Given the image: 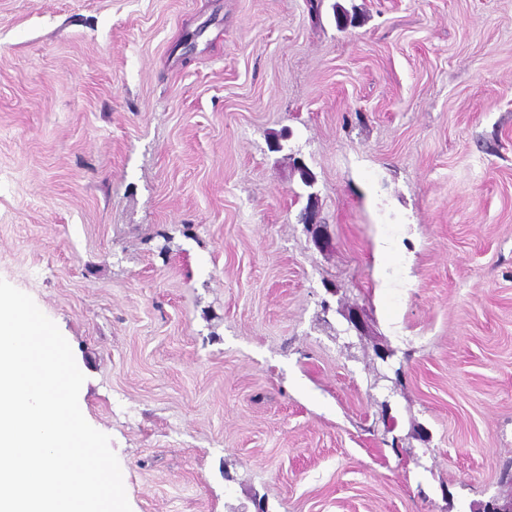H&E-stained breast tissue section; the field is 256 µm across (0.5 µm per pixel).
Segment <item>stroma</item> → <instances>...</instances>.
I'll return each mask as SVG.
<instances>
[{"label": "stroma", "mask_w": 512, "mask_h": 512, "mask_svg": "<svg viewBox=\"0 0 512 512\" xmlns=\"http://www.w3.org/2000/svg\"><path fill=\"white\" fill-rule=\"evenodd\" d=\"M0 279L132 512L512 497V0H0ZM316 203V196L311 193L302 215V223L308 224L314 229V241L316 245L320 248H327L331 240L327 231L324 229V225L320 222L319 210Z\"/></svg>", "instance_id": "obj_1"}]
</instances>
